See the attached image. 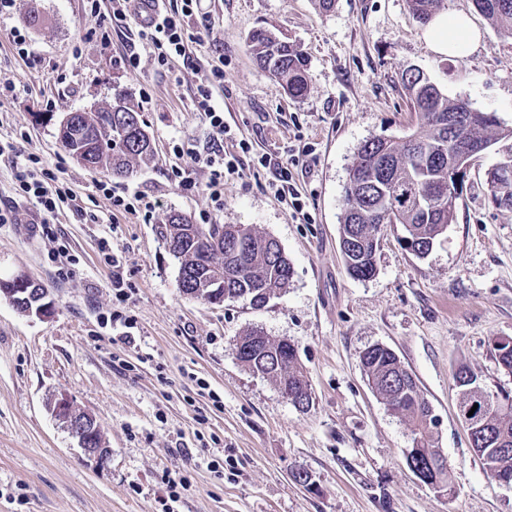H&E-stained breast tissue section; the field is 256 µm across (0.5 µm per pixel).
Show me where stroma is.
I'll return each mask as SVG.
<instances>
[{"label":"stroma","instance_id":"obj_1","mask_svg":"<svg viewBox=\"0 0 512 512\" xmlns=\"http://www.w3.org/2000/svg\"><path fill=\"white\" fill-rule=\"evenodd\" d=\"M444 11L467 15L481 31L475 51L435 53L406 0H336L327 12L314 0H202L185 20L195 67L177 57L167 68L145 61L135 70L123 59L141 51L139 27L114 17L110 0L94 14L85 0H15L0 14V74L16 83L13 96L0 98V142L62 168L76 198L42 228L38 205L16 190V155H0V209L17 217L0 224V277L28 274L52 302L39 317L0 297V512H161L166 474L188 480L173 512H512V487L486 473L456 417L454 383L464 366L487 391L512 393V374L494 351L497 338L512 337V209L492 203L487 183L498 148L469 171L456 219L426 258L401 246V226L388 225L375 276L359 280L339 247L358 149L418 128L404 69L424 71L448 97L512 128V37L473 0H444ZM16 27L29 33L28 57L9 40ZM258 28L303 52L304 96L290 97L254 62L247 40ZM218 63L224 84L213 97L230 128L224 150L241 168L225 176L216 212L204 191L207 168L196 166L190 186L167 173L178 162L175 143L207 146L210 130L193 99L200 70ZM118 92L141 113L155 151L151 165L126 177L78 163L57 131L58 118ZM262 153L291 162L308 223L274 197L269 170L252 164ZM100 180L145 194L153 212L113 211ZM172 213L194 222L207 213L212 223L276 239L294 269L288 291L262 307L183 296L179 262L160 236ZM104 241L129 285L121 300ZM255 330L296 347L312 391L308 410L237 360V340ZM377 343L398 355L428 400L453 492L408 468L410 425L371 390L359 360ZM64 396L95 418L111 450L104 464L55 419ZM219 458L217 474L209 464ZM297 468L312 488L294 481Z\"/></svg>","mask_w":512,"mask_h":512}]
</instances>
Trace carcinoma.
Listing matches in <instances>:
<instances>
[{
    "label": "carcinoma",
    "instance_id": "1",
    "mask_svg": "<svg viewBox=\"0 0 512 512\" xmlns=\"http://www.w3.org/2000/svg\"><path fill=\"white\" fill-rule=\"evenodd\" d=\"M443 0H407L410 11L422 23L430 22L441 10ZM474 5L494 27L512 37V0H474ZM250 53L259 67L278 81L293 98L308 90L307 60L295 45L274 33L257 29L249 37ZM402 83L413 110L419 113L422 131L401 141L375 137L363 144L353 162L343 199L340 239L349 248L342 253L349 274L369 279L376 274V255L380 249L381 227L402 226L404 237L416 244L437 243L448 225L455 220L457 205L423 210L416 198L448 182V163L439 148L448 143V115L466 112L470 104L451 99L416 68L402 74ZM136 111L126 97L117 95L112 110L75 114L78 136L67 134L60 140L70 154L87 156L91 167H105L114 176H125L134 167L149 165L154 152L148 136L141 142L118 122V116ZM469 142L512 140V128H500L498 122L479 121L461 131ZM423 147L429 155L421 169L413 167L415 149ZM493 202L512 209V180H489ZM220 236L224 249L204 252L202 239ZM165 245L179 261V271L188 276L195 268L208 264L211 272L224 281V300H247L261 307L270 299L287 292L293 269L288 257L274 238L249 226L211 224L208 233L181 214H172L162 229ZM0 295L21 312H26L27 294L16 290L14 281L0 278ZM262 333L250 332L238 340L241 353L237 359L254 373H269L277 384L312 401L311 387L304 378L297 350L286 339H260ZM360 362L368 383L388 409L408 420L415 446L413 460L424 465L429 482L453 491L449 469L429 457L434 447L433 417L430 406L414 376L402 365L396 353L386 346H371L363 351ZM476 414L487 431L477 441L475 454L492 476L502 468L499 449L512 448V395L498 394L495 405L478 407Z\"/></svg>",
    "mask_w": 512,
    "mask_h": 512
}]
</instances>
